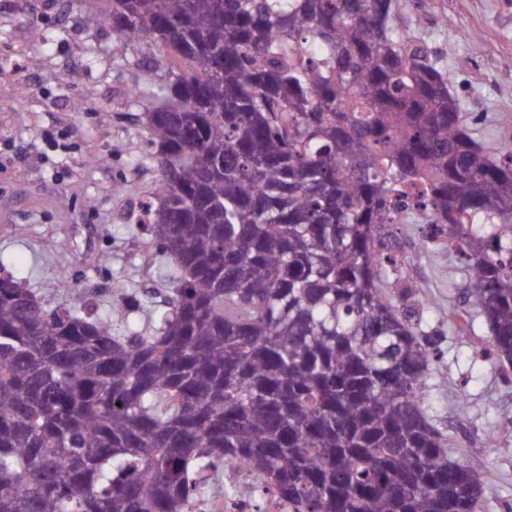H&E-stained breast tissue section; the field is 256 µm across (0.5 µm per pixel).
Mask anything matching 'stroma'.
<instances>
[{
  "instance_id": "1",
  "label": "stroma",
  "mask_w": 512,
  "mask_h": 512,
  "mask_svg": "<svg viewBox=\"0 0 512 512\" xmlns=\"http://www.w3.org/2000/svg\"><path fill=\"white\" fill-rule=\"evenodd\" d=\"M0 0V47L19 46L11 67L19 98L0 92V259L20 283L52 300L67 285L84 292L99 313L125 330V309L115 285L141 305L143 318L165 310L163 261L146 263L142 205L155 189L157 172L146 161L145 117L127 107V87L161 82L150 59L131 63V47L110 29H87L84 7L54 0ZM395 26L424 39L452 77L474 137L483 143L512 138V0H408ZM51 39L42 47L32 28ZM80 100L83 111L71 109ZM135 184L130 194L115 182ZM422 229L402 225L397 240L406 265L417 274L410 305L425 330L435 334L441 356L429 379V416L456 443L454 456H484L481 512L512 506V382L476 351L487 337L484 322L457 336L448 309L460 301L464 276L447 252L418 249Z\"/></svg>"
}]
</instances>
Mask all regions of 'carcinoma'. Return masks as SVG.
I'll return each instance as SVG.
<instances>
[{"label": "carcinoma", "instance_id": "carcinoma-1", "mask_svg": "<svg viewBox=\"0 0 512 512\" xmlns=\"http://www.w3.org/2000/svg\"><path fill=\"white\" fill-rule=\"evenodd\" d=\"M90 28L154 48L167 309L123 335L0 261V512H477L480 458L429 420L436 357L389 227L465 267L461 336L512 367V145L473 137L401 0H106Z\"/></svg>", "mask_w": 512, "mask_h": 512}]
</instances>
